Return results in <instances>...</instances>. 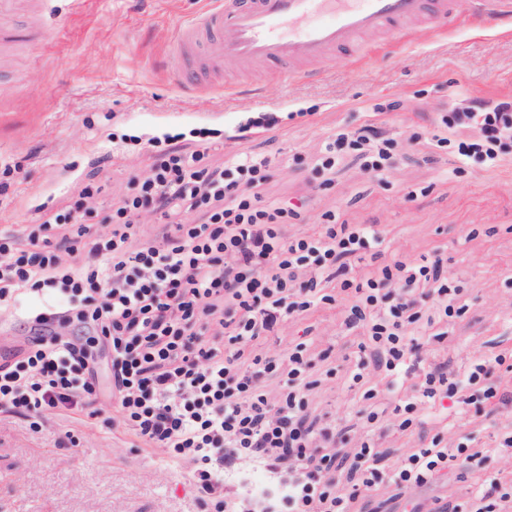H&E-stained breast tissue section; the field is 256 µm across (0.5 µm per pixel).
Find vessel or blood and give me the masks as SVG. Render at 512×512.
I'll return each mask as SVG.
<instances>
[{"label":"vessel or blood","instance_id":"b4317fda","mask_svg":"<svg viewBox=\"0 0 512 512\" xmlns=\"http://www.w3.org/2000/svg\"><path fill=\"white\" fill-rule=\"evenodd\" d=\"M458 0H213L204 12L176 24L173 50L203 66L246 69L259 64L275 74L300 64H325L358 38L405 32L425 20L444 27L457 19Z\"/></svg>","mask_w":512,"mask_h":512}]
</instances>
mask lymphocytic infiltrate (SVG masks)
I'll return each mask as SVG.
<instances>
[{"label": "lymphocytic infiltrate", "mask_w": 512, "mask_h": 512, "mask_svg": "<svg viewBox=\"0 0 512 512\" xmlns=\"http://www.w3.org/2000/svg\"><path fill=\"white\" fill-rule=\"evenodd\" d=\"M440 122L459 135L457 159L474 156L499 165L512 144V101H478L451 109ZM152 162L133 177L122 205L99 223L83 218L99 194L82 184L67 208L43 223L0 225V329L17 317L25 291L48 290L67 304L47 303L25 319V341L13 362L0 364V414L27 420L41 432L49 412L97 418L94 350L112 363V396L134 447L159 449L188 465L201 503L226 512H274L263 499L224 485L244 466L263 469L283 492L288 512H353L361 493L380 484L420 490L433 484L465 446L445 449L439 439L417 442L402 463L379 467L372 432L380 419L362 412L359 433L347 438L335 422L311 418L321 380L299 342L286 357L256 353L259 336L320 308L343 305L344 324L363 340L348 376L366 401L378 390L372 371L391 390L411 387L393 408L392 429L414 435L437 406L457 391L448 364L416 368L408 357L417 337L442 342L436 320L461 316L459 290L443 277L433 253L411 266L395 258L377 265L385 232L375 224H340L326 213L317 231L289 233L300 213L266 200L273 175L269 158L246 153L229 166H205L207 138L176 147L171 136L148 141ZM394 142L377 123L326 143L314 168L331 173L337 155L356 152L373 177L394 163ZM155 214L163 228L134 246L136 217ZM506 357L471 366L467 382L482 385L492 406H507L493 374ZM354 443L360 480L344 490L334 463ZM475 512H512L503 476L482 480Z\"/></svg>", "instance_id": "lymphocytic-infiltrate-1"}]
</instances>
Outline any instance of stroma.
Masks as SVG:
<instances>
[{"mask_svg": "<svg viewBox=\"0 0 512 512\" xmlns=\"http://www.w3.org/2000/svg\"><path fill=\"white\" fill-rule=\"evenodd\" d=\"M495 2L463 0L446 27L421 22L402 38L381 35L298 76L276 79L263 65L200 86L184 79L171 45L177 21L208 0H23L9 19L14 40L0 41V163L14 170L0 196V222L40 223L88 178L102 187L92 208L103 214L151 164L123 136L214 130L209 164L243 151L274 155L266 197L303 202L296 231H317L332 211L347 224L380 225L391 252L408 264L445 252L448 279L462 288L467 310L443 342L420 354L449 356L452 373L463 377L476 361L512 352V153L491 169L461 166L452 154H435L431 140L455 87L512 99V12L496 11ZM374 104L381 108L374 117L398 142L393 167L377 180L347 157L330 186L312 189L307 165L324 140L365 124ZM266 109L275 112L274 128L236 139L239 126ZM472 228L477 236L465 240ZM343 320L340 308L317 309L260 347L283 352L308 328L314 350L352 357L359 339ZM96 370L103 419L67 418L39 434L20 420H0V512H203L188 466L132 447L112 403L110 366L102 360ZM361 394L338 361L317 393L318 409L356 420ZM447 406L428 435L473 451L494 447L512 420L480 402L452 397ZM62 428L73 443L60 444ZM495 468L477 457L453 462L424 494L465 504Z\"/></svg>", "mask_w": 512, "mask_h": 512, "instance_id": "1", "label": "stroma"}]
</instances>
